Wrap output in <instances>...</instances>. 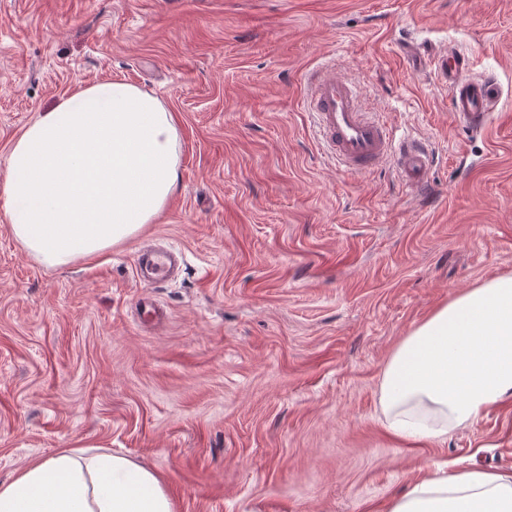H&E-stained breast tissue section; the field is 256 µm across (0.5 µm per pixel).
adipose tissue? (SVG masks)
Here are the masks:
<instances>
[{
  "instance_id": "ef3b65f1",
  "label": "adipose tissue",
  "mask_w": 512,
  "mask_h": 512,
  "mask_svg": "<svg viewBox=\"0 0 512 512\" xmlns=\"http://www.w3.org/2000/svg\"><path fill=\"white\" fill-rule=\"evenodd\" d=\"M178 181L176 122L156 97L106 81L29 124L0 178L15 237L48 267L140 231ZM381 402L396 435L439 440L512 401V275L458 294L397 347ZM0 512H172L158 477L124 457L61 453L0 484ZM387 512H512V475L432 471Z\"/></svg>"
}]
</instances>
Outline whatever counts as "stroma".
<instances>
[{
	"label": "stroma",
	"instance_id": "1",
	"mask_svg": "<svg viewBox=\"0 0 512 512\" xmlns=\"http://www.w3.org/2000/svg\"><path fill=\"white\" fill-rule=\"evenodd\" d=\"M448 50L497 80L484 131L453 115ZM320 70L428 145L427 198L323 150ZM108 80L174 113L178 190L54 268L0 216V484L80 448L154 472L174 512H386L436 464L512 473V402L416 443L379 394L405 336L512 275V0H0V174L29 123ZM149 241L184 264L145 287Z\"/></svg>",
	"mask_w": 512,
	"mask_h": 512
}]
</instances>
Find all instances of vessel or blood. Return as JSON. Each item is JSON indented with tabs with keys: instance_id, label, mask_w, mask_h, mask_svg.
<instances>
[{
	"instance_id": "vessel-or-blood-1",
	"label": "vessel or blood",
	"mask_w": 512,
	"mask_h": 512,
	"mask_svg": "<svg viewBox=\"0 0 512 512\" xmlns=\"http://www.w3.org/2000/svg\"><path fill=\"white\" fill-rule=\"evenodd\" d=\"M438 73L448 83L451 110L458 121L482 127L499 95L494 80L473 79L464 59L446 55L436 62ZM360 89L350 81L332 76L316 77L307 100L323 140L347 172L356 175L394 161L401 181L410 189L423 188L429 180L428 149L411 138H397L392 129L364 112ZM172 265L167 250L138 252L136 274L141 284L166 279Z\"/></svg>"
}]
</instances>
